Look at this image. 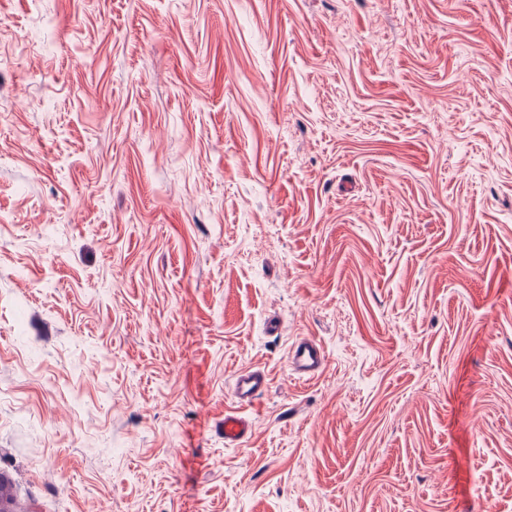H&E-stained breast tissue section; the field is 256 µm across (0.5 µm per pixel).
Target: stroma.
<instances>
[{
  "label": "stroma",
  "mask_w": 512,
  "mask_h": 512,
  "mask_svg": "<svg viewBox=\"0 0 512 512\" xmlns=\"http://www.w3.org/2000/svg\"><path fill=\"white\" fill-rule=\"evenodd\" d=\"M1 468L31 512H512V0H0ZM287 362L290 371L310 380L321 376L327 363V356L316 338L303 336L289 346ZM270 385L268 375L258 369L243 370L236 374L232 384L233 398L237 409L251 407L257 397ZM252 420L244 411H230L224 413V445L236 447L248 439L252 434Z\"/></svg>",
  "instance_id": "obj_1"
}]
</instances>
